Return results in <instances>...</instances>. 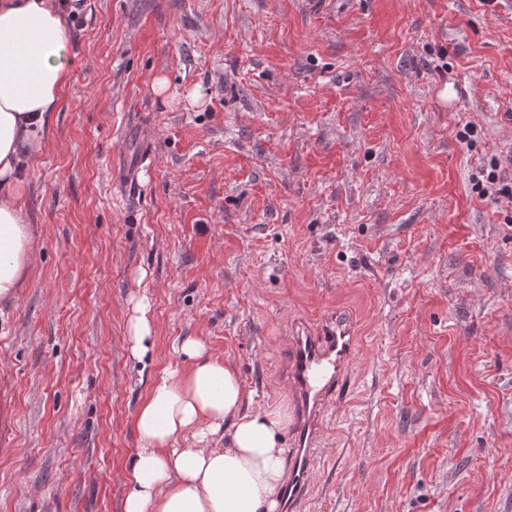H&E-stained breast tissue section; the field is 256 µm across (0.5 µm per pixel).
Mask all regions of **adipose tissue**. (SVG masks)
Returning <instances> with one entry per match:
<instances>
[{
  "mask_svg": "<svg viewBox=\"0 0 512 512\" xmlns=\"http://www.w3.org/2000/svg\"><path fill=\"white\" fill-rule=\"evenodd\" d=\"M61 0H0V303L11 304L35 263L25 173L73 66ZM154 321L146 294L129 301L126 344L142 359ZM182 365L157 375L134 416L142 442L122 512H278L285 474L279 408H248L237 372L188 338Z\"/></svg>",
  "mask_w": 512,
  "mask_h": 512,
  "instance_id": "obj_1",
  "label": "adipose tissue"
}]
</instances>
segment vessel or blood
Listing matches in <instances>:
<instances>
[{
	"label": "vessel or blood",
	"instance_id": "vessel-or-blood-1",
	"mask_svg": "<svg viewBox=\"0 0 512 512\" xmlns=\"http://www.w3.org/2000/svg\"><path fill=\"white\" fill-rule=\"evenodd\" d=\"M282 382L294 406L289 431L290 476L286 495L298 512L310 491L313 454L324 437V421L336 391L350 378L359 358V339L350 318L336 315L321 330L289 337Z\"/></svg>",
	"mask_w": 512,
	"mask_h": 512
}]
</instances>
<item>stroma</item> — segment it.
<instances>
[{
	"label": "stroma",
	"instance_id": "1",
	"mask_svg": "<svg viewBox=\"0 0 512 512\" xmlns=\"http://www.w3.org/2000/svg\"><path fill=\"white\" fill-rule=\"evenodd\" d=\"M67 23L36 261L0 312V512H122L175 342L285 409L282 339L336 308L362 352L305 512H512V200L474 189L512 156L504 0H83ZM129 304L125 336L127 350L132 358L141 360L154 339L152 304L144 293L133 294Z\"/></svg>",
	"mask_w": 512,
	"mask_h": 512
}]
</instances>
